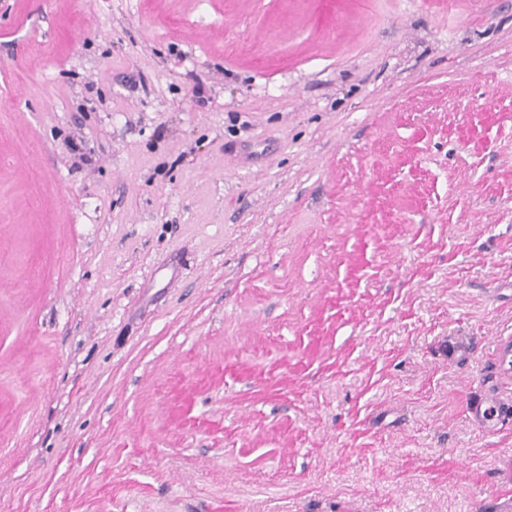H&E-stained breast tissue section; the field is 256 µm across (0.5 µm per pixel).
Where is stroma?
Returning <instances> with one entry per match:
<instances>
[{
  "mask_svg": "<svg viewBox=\"0 0 512 512\" xmlns=\"http://www.w3.org/2000/svg\"><path fill=\"white\" fill-rule=\"evenodd\" d=\"M510 343L512 0H0V512H512Z\"/></svg>",
  "mask_w": 512,
  "mask_h": 512,
  "instance_id": "obj_1",
  "label": "stroma"
}]
</instances>
